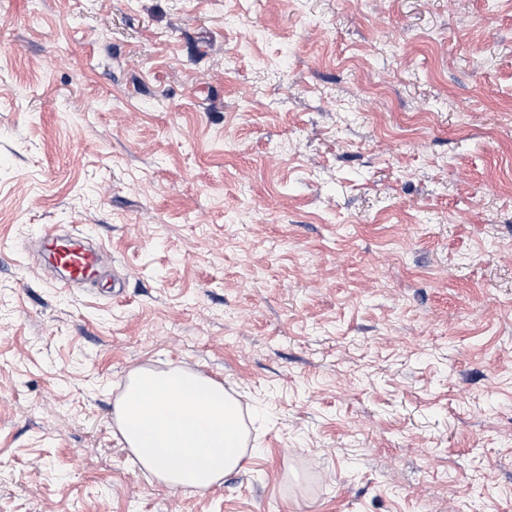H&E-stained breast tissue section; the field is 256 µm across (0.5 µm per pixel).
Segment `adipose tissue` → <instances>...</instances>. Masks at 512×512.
I'll return each mask as SVG.
<instances>
[{
    "mask_svg": "<svg viewBox=\"0 0 512 512\" xmlns=\"http://www.w3.org/2000/svg\"><path fill=\"white\" fill-rule=\"evenodd\" d=\"M114 421L145 477L175 491L210 490L245 461L241 402L196 372L135 369Z\"/></svg>",
    "mask_w": 512,
    "mask_h": 512,
    "instance_id": "1",
    "label": "adipose tissue"
}]
</instances>
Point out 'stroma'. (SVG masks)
<instances>
[{"mask_svg":"<svg viewBox=\"0 0 512 512\" xmlns=\"http://www.w3.org/2000/svg\"><path fill=\"white\" fill-rule=\"evenodd\" d=\"M140 367L241 470L145 480ZM0 512H512V0H0ZM34 248L60 288L99 286L107 280L100 245L79 232L62 233L49 225L36 238ZM114 421L145 477L174 491L210 490L245 461L241 402L196 372L135 369Z\"/></svg>","mask_w":512,"mask_h":512,"instance_id":"obj_1","label":"stroma"}]
</instances>
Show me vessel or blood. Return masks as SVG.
Segmentation results:
<instances>
[{
  "label": "vessel or blood",
  "instance_id": "1",
  "mask_svg": "<svg viewBox=\"0 0 512 512\" xmlns=\"http://www.w3.org/2000/svg\"><path fill=\"white\" fill-rule=\"evenodd\" d=\"M34 248L59 287L99 286L107 280L103 251L88 237L64 233L50 225L38 235Z\"/></svg>",
  "mask_w": 512,
  "mask_h": 512
}]
</instances>
